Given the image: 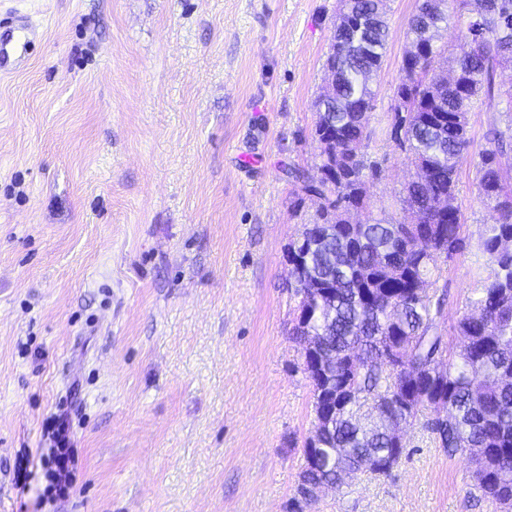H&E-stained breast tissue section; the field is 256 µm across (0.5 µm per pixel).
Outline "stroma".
Segmentation results:
<instances>
[{"instance_id":"stroma-1","label":"stroma","mask_w":512,"mask_h":512,"mask_svg":"<svg viewBox=\"0 0 512 512\" xmlns=\"http://www.w3.org/2000/svg\"><path fill=\"white\" fill-rule=\"evenodd\" d=\"M417 0H387L372 81L378 168L350 222L403 220L415 169L390 139ZM38 27L0 77V512L39 504L44 424L71 384L80 456L56 512H287L313 433L312 387L288 247L320 201L314 101L337 0H0ZM479 96L456 203L464 253L427 278L453 329L495 265L497 219L478 198L490 121ZM390 476L360 471L311 512H496L469 494L472 465L407 425ZM33 478L13 480L20 449Z\"/></svg>"}]
</instances>
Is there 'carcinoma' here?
<instances>
[{"mask_svg":"<svg viewBox=\"0 0 512 512\" xmlns=\"http://www.w3.org/2000/svg\"><path fill=\"white\" fill-rule=\"evenodd\" d=\"M497 11L469 17L462 36L469 49L455 59L456 79L443 84L434 73L438 48L402 59L392 116V137L407 159L424 172L404 189L408 211L418 220L399 224L350 225L344 215L364 208L360 191L367 164L363 148L370 138L368 114L375 93L370 79L380 69L386 47L384 0H351L362 23H334L327 63L336 84L326 111L316 113L314 135L332 156L329 184L317 188L299 168L288 177L305 193L322 198L321 225L304 227L288 249V263L299 274L336 296V314L322 324L315 299H301L292 335L305 325L320 328L336 367L309 373L313 405L336 396V419L325 435L323 464L300 476L341 483L361 468L388 476L405 451L395 443L385 419L363 415V408H386L388 417L405 423L425 418L448 404V420L426 418L424 430L448 456L467 454L474 465L469 494L512 512V253L498 249L512 238V124L492 125L490 147L480 154L478 191L497 211L483 247L497 269L470 301L482 313L463 312L455 321L463 350L452 355L443 334L444 294L417 292L416 284L460 254L465 246L461 214L455 206L460 165L470 147L468 112L474 99L498 91L497 69L512 64V0ZM451 14L438 0H418L407 24L416 39L430 27L439 32Z\"/></svg>","mask_w":512,"mask_h":512,"instance_id":"obj_1","label":"carcinoma"}]
</instances>
